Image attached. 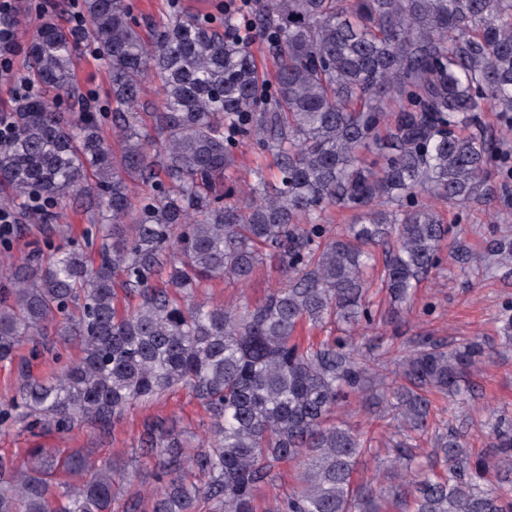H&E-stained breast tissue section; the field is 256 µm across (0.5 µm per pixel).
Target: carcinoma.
Instances as JSON below:
<instances>
[{
  "label": "carcinoma",
  "instance_id": "cac0c4a2",
  "mask_svg": "<svg viewBox=\"0 0 512 512\" xmlns=\"http://www.w3.org/2000/svg\"><path fill=\"white\" fill-rule=\"evenodd\" d=\"M84 9L83 38L109 69L117 145L94 113L64 122L37 97L12 110L16 137L0 150L4 202L85 193L95 230L92 258L55 249L9 270L0 362L51 326L75 337L80 357L48 378L21 369L0 427L34 416L61 432L79 421L109 430L174 387L199 400L209 424L196 442L172 422L145 424L141 448L156 461L147 499L124 468L79 451L29 448L19 466L0 460V512H112L117 482L130 487L125 512H257L282 465L297 470V486L267 512H383L389 502L405 512H512V423L489 419L490 448L476 450L432 400L464 402L462 382L497 349L424 336L390 377L351 344L373 322V277L407 305L439 265L451 230L434 202L482 195L494 156L512 179L505 141L464 132L486 110L512 132V0H260L250 27L273 50L269 79L249 42L224 35L242 23L232 4L222 31L185 12L150 42L126 0ZM77 41L42 24L26 79L69 91ZM148 79L161 95L154 138L140 112ZM243 144L272 154L278 176L231 179ZM370 149L379 163L364 160ZM158 168L165 181L133 197L130 185L153 183ZM331 207L355 222L332 233ZM488 256L512 267V238L494 239ZM265 259L283 282L264 301L197 299L216 280L247 284ZM123 297L137 303L122 307ZM327 323L342 335L300 340L304 326ZM351 396L398 423L382 462L391 478L377 488L354 483L371 438L334 420ZM422 440L434 460L413 452ZM191 470L207 482H187Z\"/></svg>",
  "mask_w": 512,
  "mask_h": 512
}]
</instances>
